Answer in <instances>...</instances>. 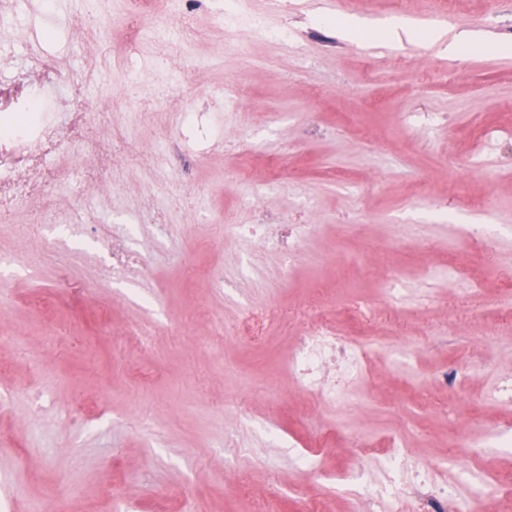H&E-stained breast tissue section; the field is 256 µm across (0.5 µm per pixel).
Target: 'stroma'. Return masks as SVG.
<instances>
[{"mask_svg": "<svg viewBox=\"0 0 512 512\" xmlns=\"http://www.w3.org/2000/svg\"><path fill=\"white\" fill-rule=\"evenodd\" d=\"M219 8L200 0L187 33L129 54L121 0L73 18L62 0H0V84L39 78L61 97L78 80L83 107L112 103L82 153L50 157L52 195L0 207V512H28L62 483L76 491L66 512H254L267 500L295 512L305 498L345 512L337 476L374 481L385 466L355 441L396 433L410 458L446 463L460 496L512 478V447L487 438L504 408L485 398L512 376V293L497 283L512 272V140L476 142L480 126L512 124V54L486 49L512 39V14L484 25L482 0H463L449 16L411 13L418 36L347 41L337 22H383L390 0H290L284 14L249 0L270 39L244 21L224 28ZM437 31L480 46L448 54ZM130 102L148 118L112 172L78 179L112 149ZM242 111L263 189L253 209L239 207L234 173ZM350 112L363 113V137ZM423 112L439 123L420 128ZM438 203L456 220H432ZM230 212L265 234L225 236ZM15 224L38 225L52 261L11 263L25 244ZM292 224L312 230L273 246ZM468 224L492 227L478 297L443 265ZM390 268L394 297L380 282ZM320 289L337 329L362 330L369 349L339 404L289 365ZM250 311L266 320L247 339ZM459 360L472 374L444 382ZM453 427L486 442L465 470ZM328 431L335 441L317 447Z\"/></svg>", "mask_w": 512, "mask_h": 512, "instance_id": "stroma-1", "label": "stroma"}]
</instances>
